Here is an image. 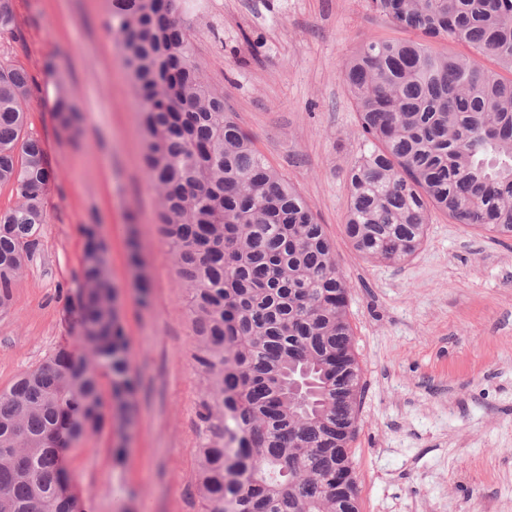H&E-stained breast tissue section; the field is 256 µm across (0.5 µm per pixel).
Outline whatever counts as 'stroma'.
<instances>
[{
  "label": "stroma",
  "instance_id": "35a3bbf8",
  "mask_svg": "<svg viewBox=\"0 0 512 512\" xmlns=\"http://www.w3.org/2000/svg\"><path fill=\"white\" fill-rule=\"evenodd\" d=\"M111 3L12 0L14 28L0 33V64L34 81L27 131L55 174L40 248L0 309V391L58 346L78 345L64 296L80 285V227L98 225L140 388L131 427L63 450L69 491L87 512H201L194 325L157 231L134 89L105 24ZM183 23L209 86L335 245L365 382L351 444L361 512H512V241L435 211L416 255L390 264L364 259L344 232L362 140L343 65L364 36L405 31L370 0H205ZM50 67L83 114L78 136L55 119ZM133 233L152 287L146 307L128 262Z\"/></svg>",
  "mask_w": 512,
  "mask_h": 512
}]
</instances>
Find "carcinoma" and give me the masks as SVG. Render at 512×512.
I'll return each instance as SVG.
<instances>
[{"mask_svg":"<svg viewBox=\"0 0 512 512\" xmlns=\"http://www.w3.org/2000/svg\"><path fill=\"white\" fill-rule=\"evenodd\" d=\"M193 0H123L107 18L136 91L143 165L195 325L203 512H360L351 442L364 384L335 248L297 188L256 149L204 80L181 14ZM423 41L365 38L344 63L364 142L347 171L346 237L399 263L431 211L512 240V0H372ZM468 44L475 56L435 49ZM29 76L0 66V307L46 223L54 178L26 130ZM59 125L81 116L57 85ZM80 342L0 391V512H79L59 448L129 424L136 390L108 250L84 224ZM110 389L104 399L102 382Z\"/></svg>","mask_w":512,"mask_h":512,"instance_id":"carcinoma-1","label":"carcinoma"}]
</instances>
